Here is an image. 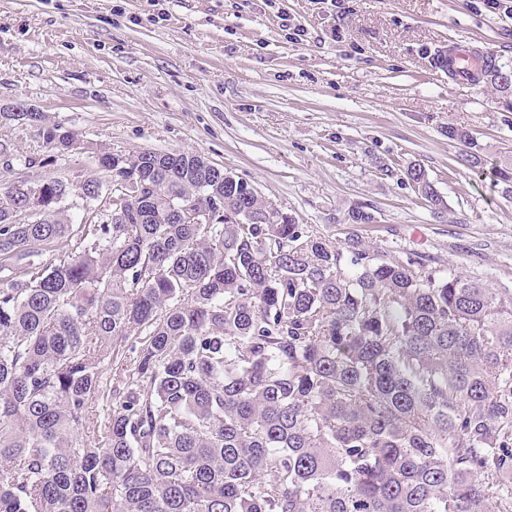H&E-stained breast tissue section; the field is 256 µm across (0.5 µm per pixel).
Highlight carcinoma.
<instances>
[{"instance_id":"obj_1","label":"carcinoma","mask_w":512,"mask_h":512,"mask_svg":"<svg viewBox=\"0 0 512 512\" xmlns=\"http://www.w3.org/2000/svg\"><path fill=\"white\" fill-rule=\"evenodd\" d=\"M98 164L123 224L0 191V512H512L511 289L335 242L197 154Z\"/></svg>"}]
</instances>
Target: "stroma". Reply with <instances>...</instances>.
<instances>
[{
	"label": "stroma",
	"instance_id": "obj_1",
	"mask_svg": "<svg viewBox=\"0 0 512 512\" xmlns=\"http://www.w3.org/2000/svg\"><path fill=\"white\" fill-rule=\"evenodd\" d=\"M459 40L512 66V0H0V109L32 106L78 141L59 154L0 118V189L63 181L77 222L84 180L109 179L99 149L195 153L330 239L363 205L379 250L512 289V191L489 174L512 157V108L436 67ZM406 176L415 185L422 198L434 206H441L440 196L421 167L416 165L408 167Z\"/></svg>",
	"mask_w": 512,
	"mask_h": 512
}]
</instances>
